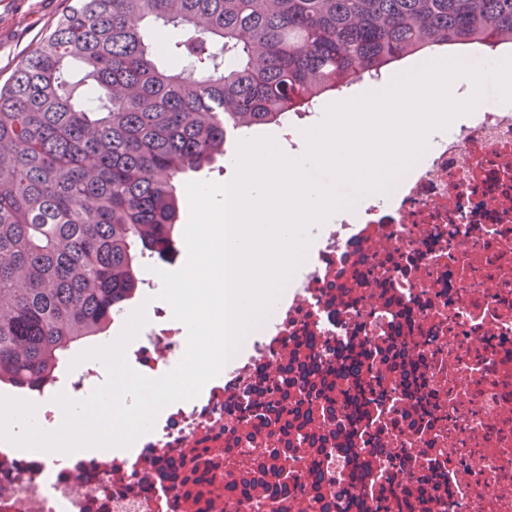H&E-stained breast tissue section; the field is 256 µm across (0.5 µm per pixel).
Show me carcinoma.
I'll return each mask as SVG.
<instances>
[{"mask_svg":"<svg viewBox=\"0 0 512 512\" xmlns=\"http://www.w3.org/2000/svg\"><path fill=\"white\" fill-rule=\"evenodd\" d=\"M177 29L172 63L149 28ZM512 43V0H75L0 84V386L104 335L183 177L406 58ZM92 81L99 94H77Z\"/></svg>","mask_w":512,"mask_h":512,"instance_id":"carcinoma-1","label":"carcinoma"}]
</instances>
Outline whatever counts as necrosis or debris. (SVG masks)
I'll use <instances>...</instances> for the list:
<instances>
[{
	"label": "necrosis or debris",
	"instance_id": "necrosis-or-debris-1",
	"mask_svg": "<svg viewBox=\"0 0 512 512\" xmlns=\"http://www.w3.org/2000/svg\"><path fill=\"white\" fill-rule=\"evenodd\" d=\"M246 343L131 452L0 448V512H512V105L326 225ZM183 348L156 305L125 357L150 376ZM105 380L91 358L54 387L81 402Z\"/></svg>",
	"mask_w": 512,
	"mask_h": 512
}]
</instances>
